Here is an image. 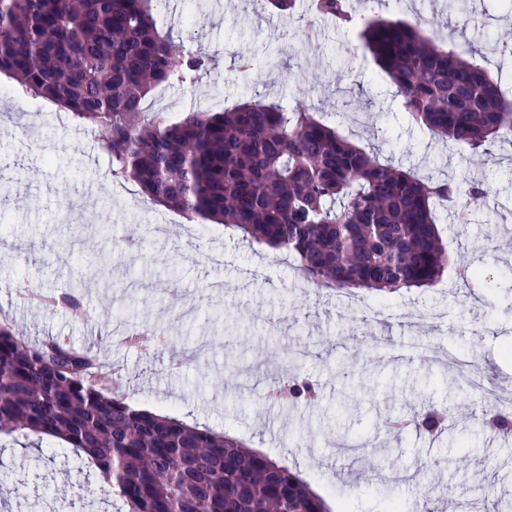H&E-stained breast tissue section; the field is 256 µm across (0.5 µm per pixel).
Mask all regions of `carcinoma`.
Segmentation results:
<instances>
[{
  "instance_id": "1",
  "label": "carcinoma",
  "mask_w": 512,
  "mask_h": 512,
  "mask_svg": "<svg viewBox=\"0 0 512 512\" xmlns=\"http://www.w3.org/2000/svg\"><path fill=\"white\" fill-rule=\"evenodd\" d=\"M162 0H0V74L67 110L99 136L112 176L194 221L294 255L320 288L389 295L440 279L448 250L437 206L487 196L485 181L426 176L378 158L304 108L252 98L222 112L171 119L143 107L161 85L196 83L211 62L157 27ZM318 18L358 32L432 140L488 155L512 144V98L473 49L436 45L414 25L355 13L348 0H312ZM80 317L71 288L46 296ZM108 364L56 340L33 344L0 325V440L58 443L98 470L127 512H329L298 472L217 433L130 405ZM288 400L315 403L311 380H288ZM483 427L512 435V410L493 402ZM444 418L413 420L433 435ZM372 469L370 449L350 448Z\"/></svg>"
}]
</instances>
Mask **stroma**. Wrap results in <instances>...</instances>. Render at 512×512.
<instances>
[{
	"label": "stroma",
	"instance_id": "stroma-1",
	"mask_svg": "<svg viewBox=\"0 0 512 512\" xmlns=\"http://www.w3.org/2000/svg\"><path fill=\"white\" fill-rule=\"evenodd\" d=\"M299 0L293 18L266 0H164L156 19L184 50L215 64L189 87L161 86L150 111L173 116L219 112L262 94L292 108L306 104L352 142L404 165L427 160L459 176L484 179L488 195L471 224L441 216L454 266L482 261L477 290L452 274L434 285L387 298L304 283L288 253L229 236L154 205L133 181L111 175V161L90 127L53 103L21 93L0 77V318L37 341L55 337L76 348L98 329V350L136 406L228 431L250 448L296 469L331 512H384L374 485L346 479L338 437L374 441L380 472L428 463L431 483L486 512L488 499L512 500V443L487 434L480 412L491 386L512 382V145L477 157L458 144L429 142L411 124L403 100L356 31L311 16ZM361 9L421 24L424 35L470 45L492 76L512 86V10L502 0H467L463 15L445 0H362ZM254 68H234V55ZM128 238L119 264L113 241ZM26 251L29 261L16 257ZM223 279V296L207 286ZM75 288L86 312L26 303L20 287ZM159 332L165 343L144 352L113 335L112 319ZM435 347L433 361L417 342ZM253 365L251 375L240 364ZM303 374L317 383L318 406L262 399L254 385ZM428 405L448 409L447 427L430 437L393 434L388 419ZM469 452L464 467L449 451ZM119 501L75 455L56 448L0 453V512H116Z\"/></svg>",
	"mask_w": 512,
	"mask_h": 512
}]
</instances>
